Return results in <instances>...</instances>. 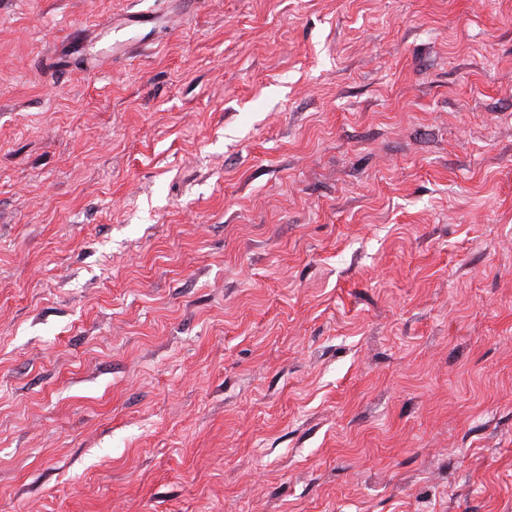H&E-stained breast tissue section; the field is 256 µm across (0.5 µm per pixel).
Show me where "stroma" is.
Segmentation results:
<instances>
[{
	"label": "stroma",
	"mask_w": 512,
	"mask_h": 512,
	"mask_svg": "<svg viewBox=\"0 0 512 512\" xmlns=\"http://www.w3.org/2000/svg\"><path fill=\"white\" fill-rule=\"evenodd\" d=\"M0 512H512V0H0Z\"/></svg>",
	"instance_id": "35a3bbf8"
}]
</instances>
